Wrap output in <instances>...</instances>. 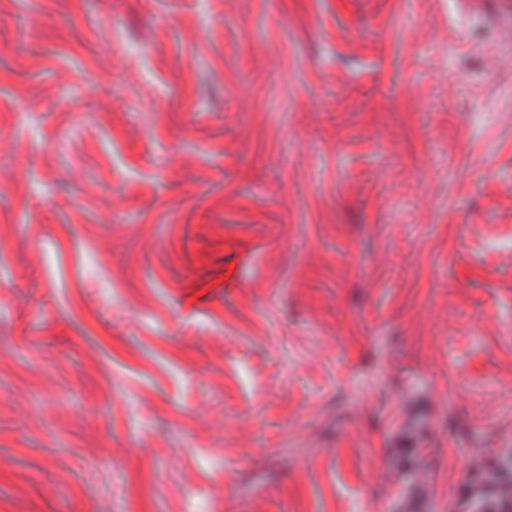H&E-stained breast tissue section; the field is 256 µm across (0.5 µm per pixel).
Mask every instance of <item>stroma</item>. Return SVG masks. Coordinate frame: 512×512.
Here are the masks:
<instances>
[{
	"label": "stroma",
	"instance_id": "obj_1",
	"mask_svg": "<svg viewBox=\"0 0 512 512\" xmlns=\"http://www.w3.org/2000/svg\"><path fill=\"white\" fill-rule=\"evenodd\" d=\"M495 0H0V512L512 493Z\"/></svg>",
	"mask_w": 512,
	"mask_h": 512
}]
</instances>
